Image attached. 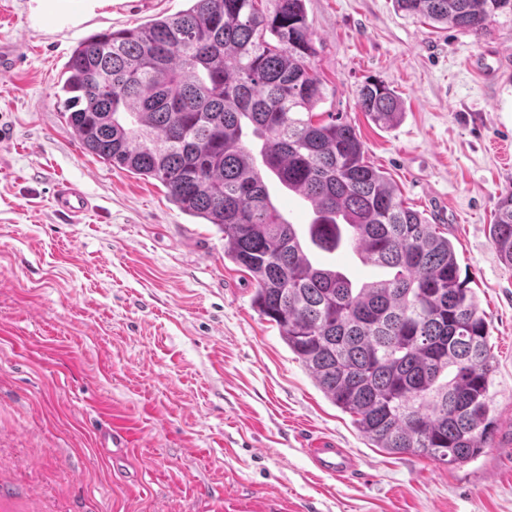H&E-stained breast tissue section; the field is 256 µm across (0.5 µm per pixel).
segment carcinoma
Masks as SVG:
<instances>
[{"mask_svg":"<svg viewBox=\"0 0 512 512\" xmlns=\"http://www.w3.org/2000/svg\"><path fill=\"white\" fill-rule=\"evenodd\" d=\"M147 24L78 43L61 90L86 151L154 179L183 213L224 233V258L250 275L253 306L359 431L391 454L454 464L494 439L488 324L454 247L404 205L365 157L356 128L315 109L304 0H189ZM409 18L481 33L512 0H394ZM380 127L402 113L383 81L358 91ZM308 203L306 231L284 220L267 175ZM512 266V191L490 227ZM351 248L388 276L355 284L308 246Z\"/></svg>","mask_w":512,"mask_h":512,"instance_id":"obj_1","label":"carcinoma"}]
</instances>
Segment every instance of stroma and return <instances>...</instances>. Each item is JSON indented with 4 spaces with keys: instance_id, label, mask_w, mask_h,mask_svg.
I'll list each match as a JSON object with an SVG mask.
<instances>
[{
    "instance_id": "1",
    "label": "stroma",
    "mask_w": 512,
    "mask_h": 512,
    "mask_svg": "<svg viewBox=\"0 0 512 512\" xmlns=\"http://www.w3.org/2000/svg\"><path fill=\"white\" fill-rule=\"evenodd\" d=\"M328 97L407 206L440 225L486 315L497 434L443 464L376 448L253 306L224 235L158 181L88 154L63 116L66 63L88 36L187 0H0V512H512V267L489 227L512 190V16L473 34L393 0H304ZM381 80L390 129L356 105ZM94 207L73 223L54 186ZM134 432L122 454L111 420ZM348 449L344 480L308 442ZM52 197L55 211L72 222L78 221L94 207L78 185L67 181L55 186Z\"/></svg>"
}]
</instances>
